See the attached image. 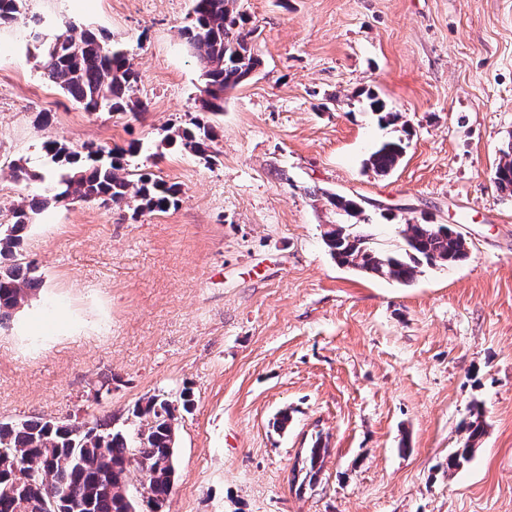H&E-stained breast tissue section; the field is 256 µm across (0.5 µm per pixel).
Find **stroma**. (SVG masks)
<instances>
[{"instance_id": "1", "label": "stroma", "mask_w": 512, "mask_h": 512, "mask_svg": "<svg viewBox=\"0 0 512 512\" xmlns=\"http://www.w3.org/2000/svg\"><path fill=\"white\" fill-rule=\"evenodd\" d=\"M238 5L262 65L225 92L208 161L162 143L199 113L191 0H26L0 26V221L55 171L48 140L140 142L132 166L182 189L135 220L95 202L37 216L24 256L43 288L0 325V421L130 429L139 399L187 387L165 512H512V196L494 182L512 141V0ZM73 25L127 50L138 119L85 112L44 75L31 30ZM398 137V166L369 170ZM332 193L362 198L350 231L381 250L404 225L450 223L469 257L408 286L339 266L322 239ZM476 404L485 433L449 469ZM317 439L322 468L297 487ZM405 149L402 139L383 142L370 154L366 166L378 175H386L399 164Z\"/></svg>"}]
</instances>
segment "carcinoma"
I'll list each match as a JSON object with an SVG mask.
<instances>
[{
  "label": "carcinoma",
  "mask_w": 512,
  "mask_h": 512,
  "mask_svg": "<svg viewBox=\"0 0 512 512\" xmlns=\"http://www.w3.org/2000/svg\"><path fill=\"white\" fill-rule=\"evenodd\" d=\"M26 0H0V25L25 19ZM237 0H193L192 15L181 37L195 51L202 66L201 93L209 105L188 125L169 129L167 144L189 154L208 156L215 141L209 116L224 111V92L251 79L261 66L253 46L248 17ZM42 67L48 79L87 112L108 105L109 114L138 117L145 104L136 96L139 75L127 52L102 31L70 27L46 44ZM43 149L60 170L49 179L43 194L32 197L11 212L9 223L0 224V321L26 305L40 290L36 267L23 261L25 239L35 215L50 204L96 201L131 212H165L178 206L181 187L145 169L134 173L125 157L138 145L106 148L89 144L75 151L56 140ZM402 140L382 143L366 166L378 175L392 171L402 159ZM499 190L512 194V143L495 171ZM341 216L357 218L361 204L339 194L328 196ZM331 257L342 266L362 273L388 276L408 285L420 266L448 267L469 256L465 238L446 224H408L396 251H381L367 234H351L343 224H332L324 233ZM138 420L130 432L112 426L110 418L83 422L21 419L0 422V512H156L172 493L176 469V407L163 395H153L134 406ZM467 439L448 456V469L469 461L476 442L484 435L482 412L470 410L464 425ZM327 449L315 441L304 450L301 466L293 477L313 479ZM141 473L144 493H129L131 470Z\"/></svg>",
  "instance_id": "obj_1"
}]
</instances>
